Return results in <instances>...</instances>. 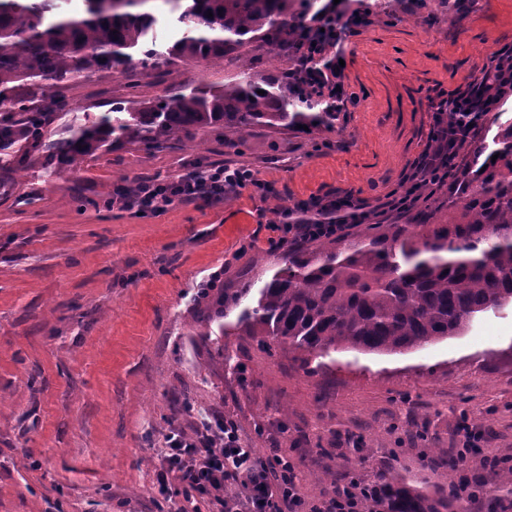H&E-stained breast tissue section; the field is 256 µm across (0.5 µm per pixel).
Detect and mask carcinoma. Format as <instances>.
Instances as JSON below:
<instances>
[{
	"mask_svg": "<svg viewBox=\"0 0 512 512\" xmlns=\"http://www.w3.org/2000/svg\"><path fill=\"white\" fill-rule=\"evenodd\" d=\"M157 1L184 24L162 54L168 66L223 57L249 40L286 53L308 2L80 0L77 11L60 14L54 0H0V154L17 146L27 155L40 151L73 81L155 59L152 50L135 55L156 23ZM45 79L54 81L49 95ZM498 97L488 127L494 134L454 167L448 203L407 223H370L350 241L319 239L314 249L289 254L250 305L242 302L252 289L211 283L200 291L205 320L255 336L263 349L276 343L318 357L338 349L392 355L459 336L477 317L512 304V118L502 119L506 97ZM317 107L312 93L257 74L243 59L240 78L220 90L180 91L125 117L112 106L62 140L50 162L75 171L106 147H158L215 127L239 144L253 124L312 131L332 116ZM486 483L512 493V470L491 472Z\"/></svg>",
	"mask_w": 512,
	"mask_h": 512,
	"instance_id": "obj_1",
	"label": "carcinoma"
}]
</instances>
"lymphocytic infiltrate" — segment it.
<instances>
[{
	"label": "lymphocytic infiltrate",
	"instance_id": "lymphocytic-infiltrate-1",
	"mask_svg": "<svg viewBox=\"0 0 512 512\" xmlns=\"http://www.w3.org/2000/svg\"><path fill=\"white\" fill-rule=\"evenodd\" d=\"M368 16L365 10H347L341 0H322L299 24L294 53L300 65L289 72L288 79L314 92L330 111H342L349 99L339 61L345 56V41L369 26ZM497 88L512 89V45L503 46L484 65L479 80L449 92L435 104L429 147L404 196L392 201V208L407 209L409 201L429 185L431 173L457 161L459 147L492 109V92ZM249 186L265 195L272 192L256 169L224 164L174 178L139 181L112 203L142 217L155 216L176 204L220 200ZM283 214L284 223L275 227L283 244L343 237L370 217L351 199L333 195L297 201L284 207ZM461 442V450L449 463L460 474L457 486L466 504L464 512H473V505L491 497L492 491L478 477L465 474L470 450L478 443L471 426H464ZM155 476L160 489L178 484L184 499L200 501L206 512H398L403 497L389 484L353 477L338 487L334 497L306 502L299 494L293 465L276 453L260 458L245 446L237 425L218 412L199 419L192 430L171 428L156 456Z\"/></svg>",
	"mask_w": 512,
	"mask_h": 512
}]
</instances>
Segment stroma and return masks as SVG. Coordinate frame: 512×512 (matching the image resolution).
<instances>
[{"label": "stroma", "mask_w": 512, "mask_h": 512, "mask_svg": "<svg viewBox=\"0 0 512 512\" xmlns=\"http://www.w3.org/2000/svg\"><path fill=\"white\" fill-rule=\"evenodd\" d=\"M371 26L344 44L350 99L313 132L251 126L243 144L208 130L140 144L52 172L70 129L124 103L240 74L233 56L158 63L136 83L122 70L79 80L24 164L0 162V512H167L155 448L194 411L224 412L259 456L298 464L299 492L329 499L360 477L436 497L469 424L512 459V305L464 334L404 355L350 351L325 360L205 326L194 297L215 272L260 288L285 261L274 247L281 206L336 195L382 211L428 144L431 98L478 80L512 43V0H364ZM239 163L274 192L178 204L140 217L113 207L117 187L155 174Z\"/></svg>", "instance_id": "35a3bbf8"}]
</instances>
